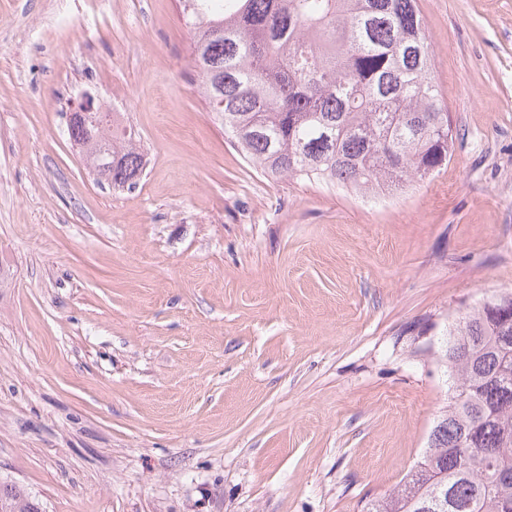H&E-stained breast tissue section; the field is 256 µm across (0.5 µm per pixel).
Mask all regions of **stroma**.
Listing matches in <instances>:
<instances>
[{"label": "stroma", "instance_id": "obj_1", "mask_svg": "<svg viewBox=\"0 0 512 512\" xmlns=\"http://www.w3.org/2000/svg\"><path fill=\"white\" fill-rule=\"evenodd\" d=\"M456 132L369 197L250 164L179 0H0V482L41 512H366L512 293V0H419ZM146 155L97 181L84 91ZM99 112V106L96 98L90 94L85 93L80 100L74 105V109L68 116V132L73 127L80 126L85 129L88 135L94 134L93 129L90 127L91 122L94 128L98 127L97 123L92 121V113Z\"/></svg>", "mask_w": 512, "mask_h": 512}]
</instances>
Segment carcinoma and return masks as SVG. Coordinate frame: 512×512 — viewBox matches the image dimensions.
Segmentation results:
<instances>
[{
	"instance_id": "obj_1",
	"label": "carcinoma",
	"mask_w": 512,
	"mask_h": 512,
	"mask_svg": "<svg viewBox=\"0 0 512 512\" xmlns=\"http://www.w3.org/2000/svg\"><path fill=\"white\" fill-rule=\"evenodd\" d=\"M194 31L193 67L234 146L271 179L336 182L372 194L422 180L452 157L453 128L433 76L418 0H181ZM90 164L112 157V185L145 166L133 132L70 134ZM512 293L467 313L443 358L456 399L435 445L367 512H424L438 486L445 512H512ZM463 348L467 357L455 355ZM0 512H39L25 490L0 486Z\"/></svg>"
}]
</instances>
